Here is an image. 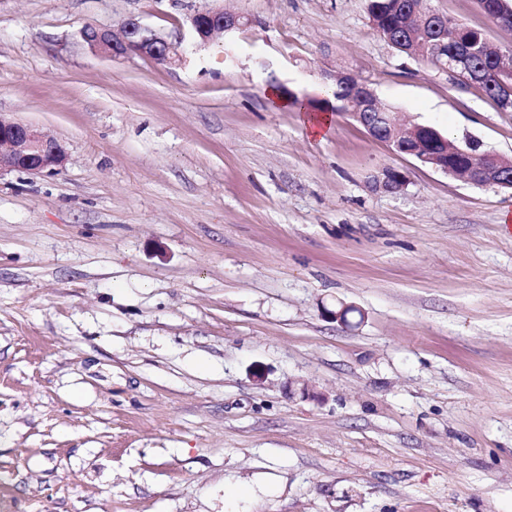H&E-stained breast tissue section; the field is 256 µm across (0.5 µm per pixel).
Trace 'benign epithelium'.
I'll use <instances>...</instances> for the list:
<instances>
[{"instance_id": "obj_1", "label": "benign epithelium", "mask_w": 512, "mask_h": 512, "mask_svg": "<svg viewBox=\"0 0 512 512\" xmlns=\"http://www.w3.org/2000/svg\"><path fill=\"white\" fill-rule=\"evenodd\" d=\"M248 24L249 20L243 15L221 9L200 8L189 18L192 36L189 43L184 42L180 35L164 37L135 17L127 19L117 33L86 25L78 31V35L88 47L112 57L135 54L158 66L174 67L184 62L187 53L206 48L220 35L241 30ZM464 57V50L456 49L455 54L448 58V66L443 71L456 80L471 84L474 78L467 75ZM330 78L360 89L361 105L356 117L372 138L386 143L396 153L415 158L424 166L444 174L456 175V171L448 166V138L439 131L418 123L408 129L393 117L386 127L377 129L371 123L374 113L370 112V108L379 103L374 90L360 84L357 77L349 72L337 71ZM472 146L473 142L469 141L466 148H456L458 153L469 157L471 161L463 180L478 186L503 187L512 184L504 177L500 167L501 156L487 151L474 154L468 151ZM65 160L66 149L58 139L35 126L0 113V173L56 172L62 168ZM405 185L404 174L390 167L380 169L372 179V187L376 191L397 193Z\"/></svg>"}]
</instances>
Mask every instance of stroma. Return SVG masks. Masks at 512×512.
<instances>
[{
    "label": "stroma",
    "mask_w": 512,
    "mask_h": 512,
    "mask_svg": "<svg viewBox=\"0 0 512 512\" xmlns=\"http://www.w3.org/2000/svg\"><path fill=\"white\" fill-rule=\"evenodd\" d=\"M202 4L0 0V113L67 149L0 174V512H512V190L342 114L310 139L267 89L347 70L509 159L512 112L368 0H221L250 25L172 68L77 36ZM430 6L512 49L478 0ZM406 177L404 174L394 168L384 167L379 169L378 173L372 179L374 190L397 193L404 189Z\"/></svg>",
    "instance_id": "obj_1"
}]
</instances>
